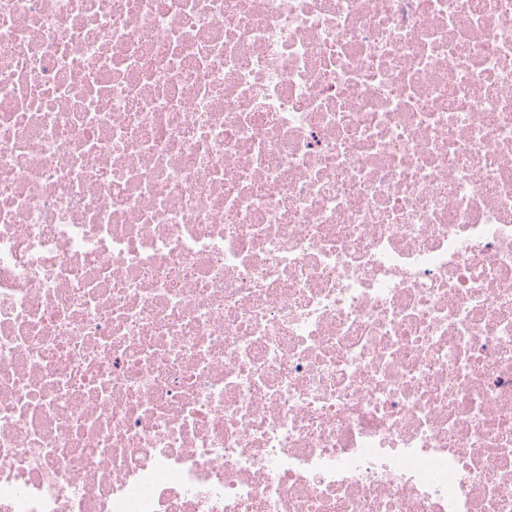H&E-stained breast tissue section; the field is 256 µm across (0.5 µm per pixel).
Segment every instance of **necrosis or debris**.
Listing matches in <instances>:
<instances>
[{
	"instance_id": "1",
	"label": "necrosis or debris",
	"mask_w": 512,
	"mask_h": 512,
	"mask_svg": "<svg viewBox=\"0 0 512 512\" xmlns=\"http://www.w3.org/2000/svg\"><path fill=\"white\" fill-rule=\"evenodd\" d=\"M0 512H512V0H0Z\"/></svg>"
}]
</instances>
